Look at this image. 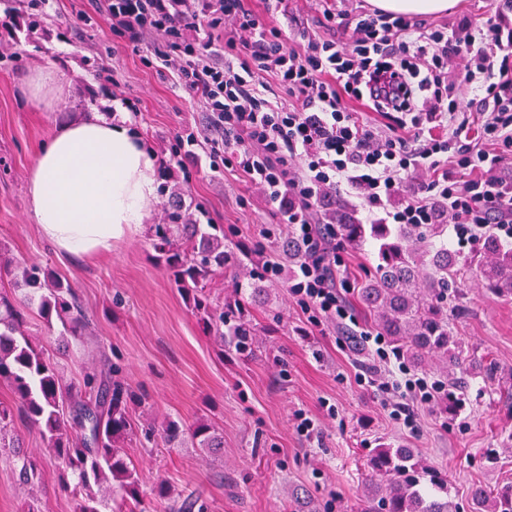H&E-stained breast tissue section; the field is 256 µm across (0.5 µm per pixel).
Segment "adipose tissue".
Instances as JSON below:
<instances>
[{
  "instance_id": "ef3b65f1",
  "label": "adipose tissue",
  "mask_w": 512,
  "mask_h": 512,
  "mask_svg": "<svg viewBox=\"0 0 512 512\" xmlns=\"http://www.w3.org/2000/svg\"><path fill=\"white\" fill-rule=\"evenodd\" d=\"M156 162L127 124L93 112L59 126L27 180L41 236L57 249L99 255L141 230L157 200Z\"/></svg>"
}]
</instances>
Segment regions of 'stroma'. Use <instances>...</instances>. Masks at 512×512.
I'll use <instances>...</instances> for the list:
<instances>
[{
    "label": "stroma",
    "instance_id": "35a3bbf8",
    "mask_svg": "<svg viewBox=\"0 0 512 512\" xmlns=\"http://www.w3.org/2000/svg\"><path fill=\"white\" fill-rule=\"evenodd\" d=\"M47 20L18 36L0 35V247L10 256L35 259L72 286L89 324L82 341L62 346L46 333L38 314L27 326L52 353L68 380L115 368L145 399L133 420L171 417L185 423L204 418L222 433L219 454L185 446L168 448L136 436L125 444L140 472L146 512H161L158 487L199 495L205 512H355L367 469L365 455L380 443L416 448L447 472L459 512H471L470 491L493 492L512 482V298L484 288L473 273L457 283L453 332L475 356L496 366L494 384L474 377L469 401L456 418L434 404H415L416 432L400 429L381 399L355 380L372 362L339 344L335 325L310 321L290 293L294 262L264 230L278 223L274 205L249 191L231 167L211 171L206 156L172 157L176 135L198 120L200 102L148 67L109 27L94 0H48ZM60 69L69 90L45 107L23 82L43 66ZM129 126L154 151L160 176L157 201L147 221H165L163 205L178 195L193 213L224 227V241L274 261L283 273L267 298L251 309L259 349L248 358L221 352L157 262L147 232L113 243L88 258L62 252L37 232L26 201V183L39 147L61 124L80 117L78 101ZM345 298L360 318L358 286L375 264L370 248L342 249ZM361 329H368L361 320ZM321 425L319 440L297 433L295 412ZM11 434L23 442L39 480L23 485L7 451H0V512H75L63 487L65 466L44 450L28 419L15 414Z\"/></svg>",
    "mask_w": 512,
    "mask_h": 512
}]
</instances>
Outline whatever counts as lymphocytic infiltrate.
<instances>
[{
    "label": "lymphocytic infiltrate",
    "instance_id": "1",
    "mask_svg": "<svg viewBox=\"0 0 512 512\" xmlns=\"http://www.w3.org/2000/svg\"><path fill=\"white\" fill-rule=\"evenodd\" d=\"M290 2L263 0L264 15L299 33V49L247 0H103V9L147 65L202 100L201 123L176 137L178 157L207 145L210 161L231 165L276 205L306 252L292 295L314 323L349 327L374 360L358 382L413 431L410 401L437 395L391 361L381 338L348 326L328 226L337 194L351 190L372 224H447L463 245L488 232L512 241V0L453 28L381 11L341 19L327 6L313 35ZM275 88L284 100L271 98ZM361 105L392 116L391 132L361 121ZM476 120L478 144L469 136ZM419 170L427 180L405 192Z\"/></svg>",
    "mask_w": 512,
    "mask_h": 512
}]
</instances>
